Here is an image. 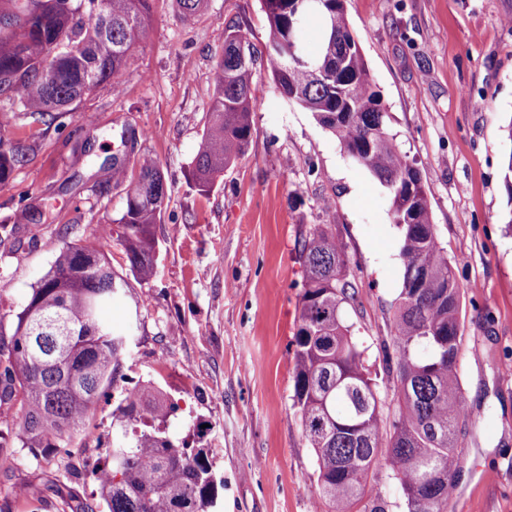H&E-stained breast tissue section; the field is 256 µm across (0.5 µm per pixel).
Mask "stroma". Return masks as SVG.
<instances>
[{"mask_svg": "<svg viewBox=\"0 0 512 512\" xmlns=\"http://www.w3.org/2000/svg\"><path fill=\"white\" fill-rule=\"evenodd\" d=\"M347 14L403 152L428 186L432 220L462 288L458 378L471 408L461 426L448 512H512V0H347ZM239 27L264 48L261 0H206L184 18L153 0L117 87L103 86L50 119L0 97V140L28 146L0 184V320L12 321L66 245L94 242L129 275L117 219L128 183L113 165L156 161L169 201L155 227L158 273L131 281L102 316L129 328L120 368L148 379L176 411L175 440L207 448L224 478V512H315V454L293 406L290 343L302 268L298 243L332 225L355 299L345 318L364 352L384 415L396 375L383 342L402 285L400 232L384 188L350 162L310 113L285 102L264 61L253 79L252 136L209 192L192 178L213 93L216 35ZM95 406L67 452L18 463L0 456V496L37 492L71 474L99 506L94 463L112 445V409Z\"/></svg>", "mask_w": 512, "mask_h": 512, "instance_id": "obj_1", "label": "stroma"}]
</instances>
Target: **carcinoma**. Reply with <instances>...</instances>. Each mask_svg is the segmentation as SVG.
<instances>
[{
    "mask_svg": "<svg viewBox=\"0 0 512 512\" xmlns=\"http://www.w3.org/2000/svg\"><path fill=\"white\" fill-rule=\"evenodd\" d=\"M346 0H317L294 13V0H262L269 26L263 56L282 99L311 113L355 164L387 191L401 232L403 280L394 303L386 365L402 384L393 417L377 409L376 384L345 321L354 298L346 261L331 228L302 238L303 288L293 347V406L316 457V485L329 512H447L457 476L458 437L466 399L457 377L462 292L431 220L423 175L402 152L390 115L374 89L354 38ZM151 0H0V95L40 115L62 112L111 82L145 28ZM319 23L320 51L298 32ZM214 93L192 170L202 192L248 150L257 51L224 26ZM28 147L0 140V183ZM167 188L158 164L145 160L130 181L118 224L130 271L156 273L155 225ZM99 268L75 277L80 257ZM128 283L104 252L68 245L31 288L10 323L0 320V455L15 448L52 454L83 426L117 385L129 335L101 310ZM148 381L123 394L112 411V448L100 474L107 512H216L224 479L209 449L175 443L166 425L175 412ZM386 453L400 502L388 501L369 474Z\"/></svg>",
    "mask_w": 512,
    "mask_h": 512,
    "instance_id": "cac0c4a2",
    "label": "carcinoma"
}]
</instances>
